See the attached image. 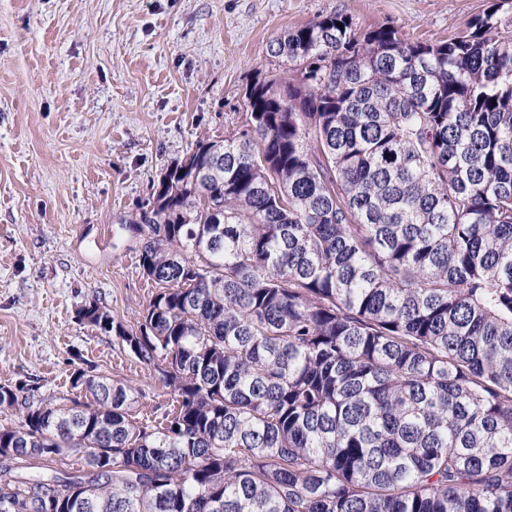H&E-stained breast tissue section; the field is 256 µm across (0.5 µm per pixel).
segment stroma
<instances>
[{"instance_id": "35a3bbf8", "label": "stroma", "mask_w": 512, "mask_h": 512, "mask_svg": "<svg viewBox=\"0 0 512 512\" xmlns=\"http://www.w3.org/2000/svg\"><path fill=\"white\" fill-rule=\"evenodd\" d=\"M493 0H0V385L52 404L85 369L171 396L79 310L136 326L153 288L128 221L200 137L229 136L277 36L334 12L438 43Z\"/></svg>"}]
</instances>
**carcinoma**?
Masks as SVG:
<instances>
[{"instance_id": "cac0c4a2", "label": "carcinoma", "mask_w": 512, "mask_h": 512, "mask_svg": "<svg viewBox=\"0 0 512 512\" xmlns=\"http://www.w3.org/2000/svg\"><path fill=\"white\" fill-rule=\"evenodd\" d=\"M411 42L340 13L277 37L245 129L130 221L155 291L113 333L172 395L0 385V512H512V23ZM224 153L215 163L211 151ZM224 213L213 223L212 210ZM68 454L79 469L50 467Z\"/></svg>"}]
</instances>
